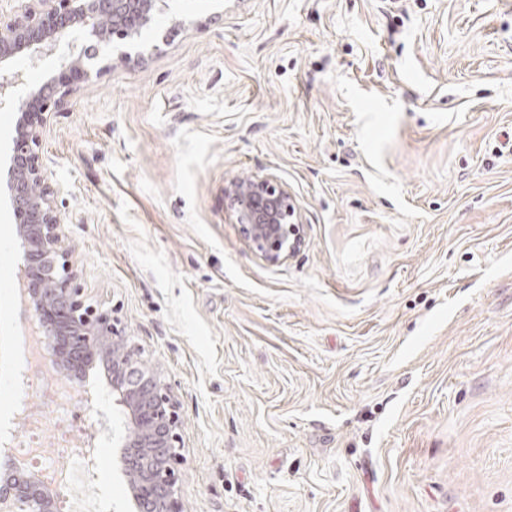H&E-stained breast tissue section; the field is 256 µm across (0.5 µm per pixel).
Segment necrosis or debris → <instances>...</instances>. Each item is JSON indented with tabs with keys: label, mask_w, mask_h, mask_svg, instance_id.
I'll return each mask as SVG.
<instances>
[{
	"label": "necrosis or debris",
	"mask_w": 512,
	"mask_h": 512,
	"mask_svg": "<svg viewBox=\"0 0 512 512\" xmlns=\"http://www.w3.org/2000/svg\"><path fill=\"white\" fill-rule=\"evenodd\" d=\"M40 342L39 328L30 325L18 368L5 382L10 389L35 386L41 393L40 403L15 402L12 415L19 431L10 451L14 457L38 467L46 483L62 489L59 512H103L97 501L88 495L93 475L80 446L71 445L68 451L70 463L66 466L53 464L42 449L41 434L47 410L55 409L69 415L74 406L68 384L44 372L43 361L36 351Z\"/></svg>",
	"instance_id": "1"
}]
</instances>
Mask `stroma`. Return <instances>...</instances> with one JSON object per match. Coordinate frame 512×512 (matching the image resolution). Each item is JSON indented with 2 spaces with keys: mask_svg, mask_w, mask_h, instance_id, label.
Returning <instances> with one entry per match:
<instances>
[{
  "mask_svg": "<svg viewBox=\"0 0 512 512\" xmlns=\"http://www.w3.org/2000/svg\"><path fill=\"white\" fill-rule=\"evenodd\" d=\"M142 58L67 82L40 156L79 281L170 384L183 512H512V0H158ZM272 175V264L225 189ZM22 249L0 207V280ZM34 317L0 289V382ZM58 433L131 512L100 363ZM236 224L249 242L271 263L290 257L301 244L294 198L273 177L239 180L225 190Z\"/></svg>",
  "mask_w": 512,
  "mask_h": 512,
  "instance_id": "stroma-1",
  "label": "stroma"
}]
</instances>
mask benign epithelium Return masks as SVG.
I'll return each mask as SVG.
<instances>
[{
	"label": "benign epithelium",
	"mask_w": 512,
	"mask_h": 512,
	"mask_svg": "<svg viewBox=\"0 0 512 512\" xmlns=\"http://www.w3.org/2000/svg\"><path fill=\"white\" fill-rule=\"evenodd\" d=\"M157 0H34L21 12L0 13V106L17 112L15 135L5 165L0 167V194L12 207L23 247L18 278L42 321L47 344L59 357L76 364L102 352L112 353L113 403L126 416L124 464L132 480L137 512H182L179 499L181 418L169 384L147 368L140 351L128 344L110 312L87 302L65 245L60 216L54 207L56 189L40 163L46 112L59 108L67 91L53 80L28 89L41 99L40 121L29 124L27 100L13 98L22 80L16 61L65 49L69 64L80 69L98 57L86 41L131 45L154 20ZM235 223L271 263L290 257L301 244L294 198L272 177L239 180L226 188ZM9 467L0 474V512H51L53 503L34 481L21 479Z\"/></svg>",
	"instance_id": "7a95c632"
}]
</instances>
